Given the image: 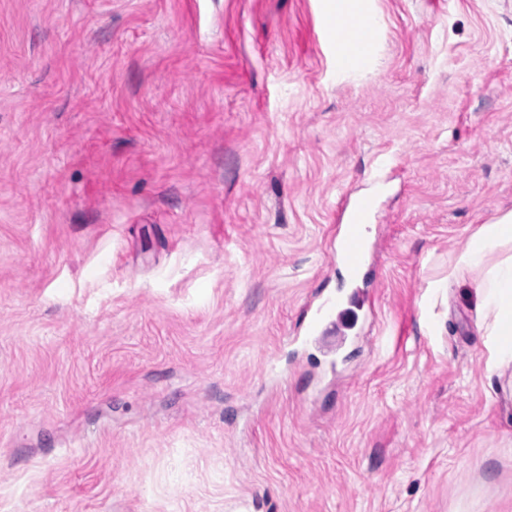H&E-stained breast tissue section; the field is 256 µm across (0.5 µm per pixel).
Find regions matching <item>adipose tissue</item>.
Wrapping results in <instances>:
<instances>
[{
  "mask_svg": "<svg viewBox=\"0 0 512 512\" xmlns=\"http://www.w3.org/2000/svg\"><path fill=\"white\" fill-rule=\"evenodd\" d=\"M324 26L336 47L337 67L344 73H359L373 63V50L361 41L362 27L380 29L378 14L367 0H323ZM512 243V213L483 225L462 257L464 267L484 268L476 294L490 316L487 327L492 338L490 364L503 369L512 366V256L495 264L487 257L499 247Z\"/></svg>",
  "mask_w": 512,
  "mask_h": 512,
  "instance_id": "1",
  "label": "adipose tissue"
}]
</instances>
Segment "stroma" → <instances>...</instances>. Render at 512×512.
Segmentation results:
<instances>
[{
	"instance_id": "obj_1",
	"label": "stroma",
	"mask_w": 512,
	"mask_h": 512,
	"mask_svg": "<svg viewBox=\"0 0 512 512\" xmlns=\"http://www.w3.org/2000/svg\"><path fill=\"white\" fill-rule=\"evenodd\" d=\"M373 5L342 79L321 0H0V512H512V0ZM373 209L371 196L358 197L348 208L346 224H340L336 260L351 273L358 274L366 260L369 216ZM512 243V213L483 225L473 237L466 254L461 258L465 268L482 267L486 258L499 247ZM480 306L490 316L488 336H492L489 364L498 369L512 364V256L489 266L478 283ZM336 311V325L351 330L354 327L353 322L350 320L349 309H339L338 304L331 298H327L320 302L312 312L311 322H317L322 316L326 314H333Z\"/></svg>"
}]
</instances>
